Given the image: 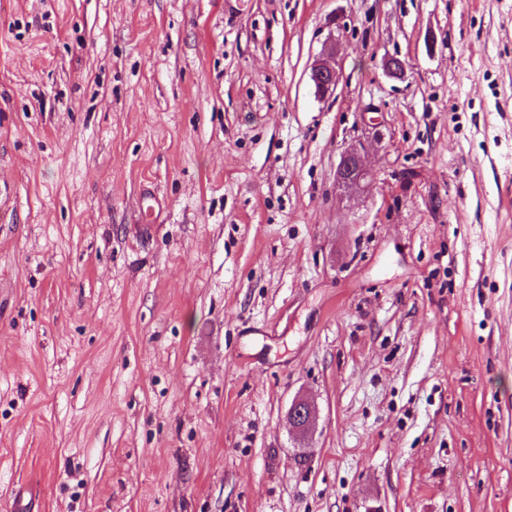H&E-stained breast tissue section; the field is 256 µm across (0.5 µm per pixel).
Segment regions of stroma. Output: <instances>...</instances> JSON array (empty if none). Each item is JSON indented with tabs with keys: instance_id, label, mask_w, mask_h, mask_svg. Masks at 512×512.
Here are the masks:
<instances>
[{
	"instance_id": "1",
	"label": "stroma",
	"mask_w": 512,
	"mask_h": 512,
	"mask_svg": "<svg viewBox=\"0 0 512 512\" xmlns=\"http://www.w3.org/2000/svg\"><path fill=\"white\" fill-rule=\"evenodd\" d=\"M1 187L0 512H512V0H0ZM310 80L319 93L333 94L336 86L335 69L324 58H319L311 66ZM371 177L356 149L345 152L336 169V181L347 188H358ZM310 402L307 398L300 396L292 400L288 420L294 430L305 431L312 426L314 411Z\"/></svg>"
}]
</instances>
